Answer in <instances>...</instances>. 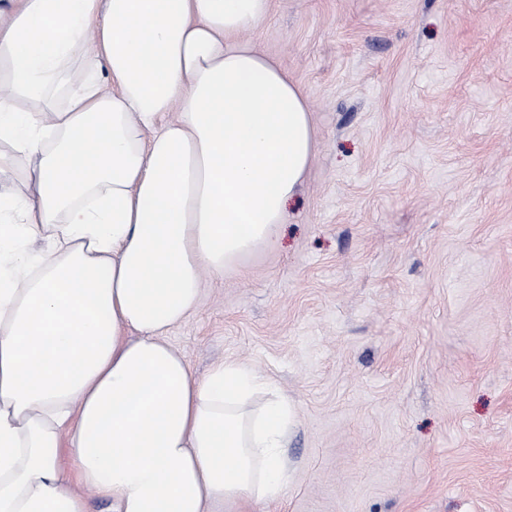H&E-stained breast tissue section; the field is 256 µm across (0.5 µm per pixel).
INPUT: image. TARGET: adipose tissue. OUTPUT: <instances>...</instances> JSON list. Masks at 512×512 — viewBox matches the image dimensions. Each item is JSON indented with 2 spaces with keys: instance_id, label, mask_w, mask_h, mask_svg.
I'll return each instance as SVG.
<instances>
[{
  "instance_id": "1",
  "label": "adipose tissue",
  "mask_w": 512,
  "mask_h": 512,
  "mask_svg": "<svg viewBox=\"0 0 512 512\" xmlns=\"http://www.w3.org/2000/svg\"><path fill=\"white\" fill-rule=\"evenodd\" d=\"M271 0L0 5V512H212L288 485L286 396L167 340L287 220L301 88Z\"/></svg>"
}]
</instances>
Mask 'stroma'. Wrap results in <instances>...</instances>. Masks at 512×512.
<instances>
[{
  "mask_svg": "<svg viewBox=\"0 0 512 512\" xmlns=\"http://www.w3.org/2000/svg\"><path fill=\"white\" fill-rule=\"evenodd\" d=\"M246 39L317 145L168 335L294 408L282 498L224 512H512V0H272Z\"/></svg>",
  "mask_w": 512,
  "mask_h": 512,
  "instance_id": "stroma-1",
  "label": "stroma"
}]
</instances>
